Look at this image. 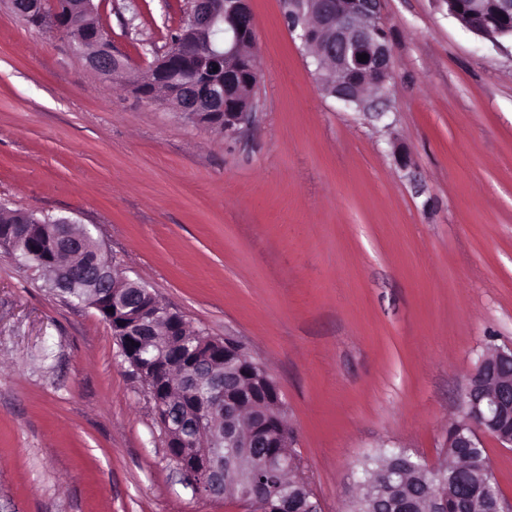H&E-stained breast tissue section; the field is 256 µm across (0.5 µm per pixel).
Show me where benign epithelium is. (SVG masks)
I'll return each mask as SVG.
<instances>
[{
    "label": "benign epithelium",
    "instance_id": "benign-epithelium-1",
    "mask_svg": "<svg viewBox=\"0 0 512 512\" xmlns=\"http://www.w3.org/2000/svg\"><path fill=\"white\" fill-rule=\"evenodd\" d=\"M305 3L309 22L302 25L300 39L311 51L326 93L348 107L356 103L364 112L377 111L378 94L385 91L392 77V51L381 21V0H288V17L296 15L298 4ZM448 14L475 35L491 41L512 38V0H444ZM185 33L181 41L132 81L137 95L149 104L161 103L190 122L219 130L227 137L239 132V125L253 118L254 104L246 94L258 80L257 72L242 53L243 46L255 41V21L249 0H185ZM224 24V52L210 49L202 54L205 42L217 20ZM108 39L102 27L86 24L73 51L87 68L105 78H122L128 65L112 50H103ZM365 53L368 59L357 56ZM184 56L191 61L187 70L170 64ZM67 219L54 233L50 250L44 252L46 264L58 252H75L91 238L89 228ZM82 282L94 290L84 304L95 309L112 329L121 353L134 370L143 375L142 352L153 335V325L133 304L119 303V288L111 263L94 260L66 270L55 282L64 293ZM113 311H107V308ZM168 319L167 346L154 361H163L170 350L186 340L185 326L170 309L161 310ZM235 366L234 380L224 376V365ZM512 365V348H498L481 358L466 382L461 395V418L454 422L468 443L490 437L498 413L512 407V374L501 367ZM184 386L190 391L207 392L206 413L166 399L165 390L154 389L157 420L166 438V447L183 448L191 439L197 448L192 456L169 455L182 483L199 496L224 495L226 472L235 474L242 488L241 499L257 502L262 512H319L318 501L293 500L281 484L286 470L300 467L296 455L260 457V448H290L287 432L269 406L283 408L278 383L259 363L242 354L237 343L209 337L188 359L183 372ZM236 449L224 460V449Z\"/></svg>",
    "mask_w": 512,
    "mask_h": 512
}]
</instances>
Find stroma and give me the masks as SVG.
<instances>
[{
	"instance_id": "1",
	"label": "stroma",
	"mask_w": 512,
	"mask_h": 512,
	"mask_svg": "<svg viewBox=\"0 0 512 512\" xmlns=\"http://www.w3.org/2000/svg\"><path fill=\"white\" fill-rule=\"evenodd\" d=\"M131 72L184 0H94ZM257 107L238 135L85 68L0 0V203L95 230L106 256L278 383L321 512L378 448L438 463L479 358L512 347V42L445 0H382L378 112L325 95L251 0ZM0 512H248L194 495L109 326L0 249Z\"/></svg>"
}]
</instances>
